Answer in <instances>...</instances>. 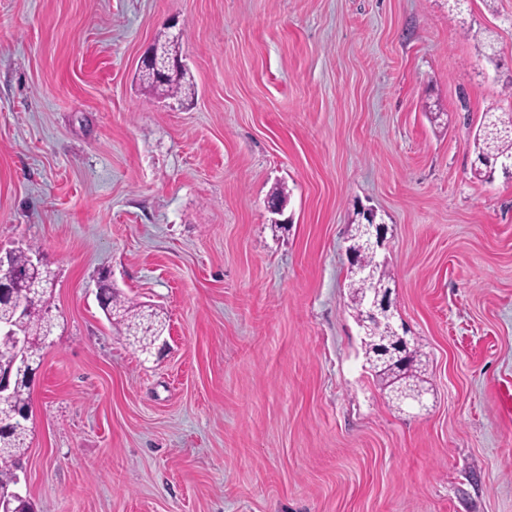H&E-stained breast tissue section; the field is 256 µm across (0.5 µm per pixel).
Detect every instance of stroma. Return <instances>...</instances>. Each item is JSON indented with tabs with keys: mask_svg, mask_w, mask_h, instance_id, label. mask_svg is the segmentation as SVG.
Wrapping results in <instances>:
<instances>
[{
	"mask_svg": "<svg viewBox=\"0 0 512 512\" xmlns=\"http://www.w3.org/2000/svg\"><path fill=\"white\" fill-rule=\"evenodd\" d=\"M173 19L194 92L161 100L140 63ZM511 78L512 0H0V251L53 275L34 512H512V180L472 175ZM360 205L420 411L361 348ZM103 272L164 351L106 319ZM363 216L365 217V221L360 223V232L365 245L375 254V262L369 266H355L354 264H349V267L354 276L370 280L375 278L378 272L377 266L385 264L384 260H380L378 251L384 247L387 225L378 217V213L375 209H363ZM421 356V345L418 341L413 340L407 351L405 364L397 366V368L387 367L386 370L379 372V368L371 369L375 375L380 377L382 381L388 383L391 379H414L418 372ZM393 399L399 407L409 410L425 407V397L428 390L420 386L399 385L392 388Z\"/></svg>",
	"mask_w": 512,
	"mask_h": 512,
	"instance_id": "stroma-1",
	"label": "stroma"
}]
</instances>
